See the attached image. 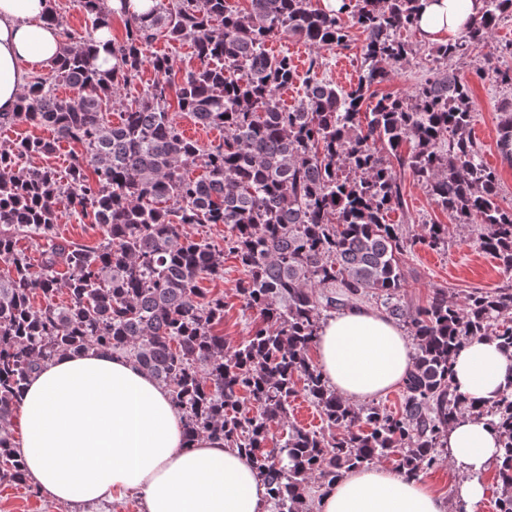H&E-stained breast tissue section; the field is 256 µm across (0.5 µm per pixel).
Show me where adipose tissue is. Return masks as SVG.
<instances>
[{"label":"adipose tissue","instance_id":"obj_1","mask_svg":"<svg viewBox=\"0 0 512 512\" xmlns=\"http://www.w3.org/2000/svg\"><path fill=\"white\" fill-rule=\"evenodd\" d=\"M423 3L421 37L454 41L470 8L458 0ZM47 12V0H0V113L15 111L33 68L61 52ZM317 352L329 385L351 401L401 385L413 355L395 322L365 308L328 319ZM454 370L458 393L483 406L496 397L512 361L493 339L475 337L457 354ZM18 410L23 469L52 500L97 506L131 492L145 512H271L267 487L249 458L210 437L185 446L168 390L121 355L99 350L56 357L28 382ZM446 440L450 460L467 475L458 502L477 512L486 493L483 476L499 456L493 421L463 415ZM315 512H447V505L429 482L379 463L347 471L319 492Z\"/></svg>","mask_w":512,"mask_h":512}]
</instances>
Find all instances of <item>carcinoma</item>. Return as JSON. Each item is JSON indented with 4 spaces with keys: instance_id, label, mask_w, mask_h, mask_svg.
<instances>
[{
    "instance_id": "cac0c4a2",
    "label": "carcinoma",
    "mask_w": 512,
    "mask_h": 512,
    "mask_svg": "<svg viewBox=\"0 0 512 512\" xmlns=\"http://www.w3.org/2000/svg\"><path fill=\"white\" fill-rule=\"evenodd\" d=\"M75 2L92 31L65 28L49 0L61 55L50 76L30 81L15 112L0 114V127H45L83 147L61 180L49 167L22 164L53 153L56 141L0 144V263L13 270L0 278V481L27 482L11 428L32 375L59 355L110 349L169 391L187 442L219 438L252 458L272 512H312L309 481L327 488L382 458L421 475L439 463L448 427L467 413L497 420L496 508L512 512V370L489 406L467 402L453 385L454 358L474 337L496 340L512 359V281L473 290L461 307L438 288L411 309L400 256L418 244L444 247L448 225L427 224L412 238L388 222L403 207L408 172L455 223L482 226L480 248L512 275V208L500 205L498 173L469 135L470 88L448 66L473 55L476 74L512 86V68L491 65L495 52L512 54V43L491 45L512 0H480L455 42L432 47L439 67L411 97L378 99L371 88L416 52L400 33L417 32L422 0H341L330 11L312 0H250L246 11L229 0H154L149 12L125 15L107 70L96 65L94 46V31L112 24L106 0ZM350 22L367 33L357 84L343 90L311 77L300 105L281 108L277 92L298 72L287 56L269 54L267 42L285 32L343 46ZM160 35L191 43L197 67L177 80L168 56L147 55ZM147 63L157 79L117 102L116 89ZM60 81L72 95L55 93ZM174 110L223 130V139L202 145L186 136ZM498 148L512 159L511 109ZM196 168L203 174L193 175ZM65 215L98 225L101 241L55 237ZM189 224H228L231 234L217 249L190 237ZM22 235L48 241L37 271L16 249ZM226 252L245 271L237 286L245 309L258 315L234 347L216 330L224 298L198 288L204 277L224 276ZM63 288L68 301L59 304ZM369 295L412 336L413 365L395 412L343 399L311 358L323 320ZM299 382L323 421L318 430L290 422ZM273 425L288 427L284 439L270 436Z\"/></svg>"
}]
</instances>
